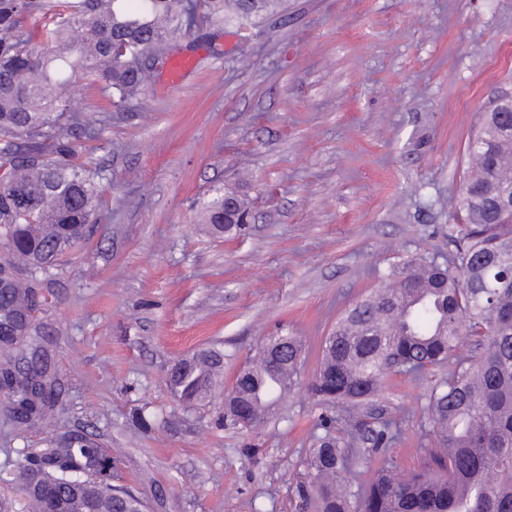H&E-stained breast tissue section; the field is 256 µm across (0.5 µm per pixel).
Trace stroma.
<instances>
[{
    "mask_svg": "<svg viewBox=\"0 0 512 512\" xmlns=\"http://www.w3.org/2000/svg\"><path fill=\"white\" fill-rule=\"evenodd\" d=\"M285 16L180 41L195 66L167 86L155 71L129 105L90 80L70 87L105 117L84 156L103 167L101 218L55 270L41 321L65 393L57 427L120 449V485L146 512H301L297 485L314 435L342 436L341 405L296 388L259 429L223 419L224 394L265 336L307 346L305 376L353 301L414 257L444 259L470 162L468 140L512 94V0H288ZM233 186L242 236L213 237L201 202ZM224 352V384L182 408L165 378L197 349ZM388 374L376 399L402 430L357 455L349 478L417 468L430 446L427 392L445 377ZM159 418L140 428L134 412ZM41 433L0 423V472H17Z\"/></svg>",
    "mask_w": 512,
    "mask_h": 512,
    "instance_id": "obj_1",
    "label": "stroma"
}]
</instances>
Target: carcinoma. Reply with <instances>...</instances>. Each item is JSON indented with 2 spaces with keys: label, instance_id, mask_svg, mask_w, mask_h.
<instances>
[{
  "label": "carcinoma",
  "instance_id": "1",
  "mask_svg": "<svg viewBox=\"0 0 512 512\" xmlns=\"http://www.w3.org/2000/svg\"><path fill=\"white\" fill-rule=\"evenodd\" d=\"M283 0H0V408L13 430L52 426L62 392L47 333L30 326L37 289L97 223L102 169L81 159L96 134L68 87L98 84L112 102L136 98L170 47L207 29L257 20ZM82 31L79 41L71 32ZM482 121L459 200L462 224L448 259L418 257L349 306L321 344L308 390L358 414L345 437L315 436L299 496L314 512H512V129ZM236 223L224 225V203ZM216 234L234 238L250 218L246 199L219 188L203 205ZM305 345L286 329L267 337L238 373L237 425L262 426L297 386ZM453 361L428 395L433 447L401 478L383 466L364 485L344 476L364 440L369 402L390 372L421 376ZM224 351L203 348L177 362L166 384L186 409L223 384ZM374 446L397 439L377 419ZM119 454L92 434L53 433L25 451L14 477L25 512H145L144 499L115 485Z\"/></svg>",
  "mask_w": 512,
  "mask_h": 512
}]
</instances>
